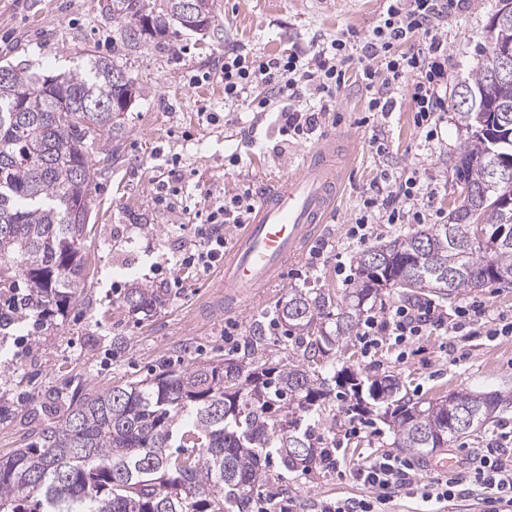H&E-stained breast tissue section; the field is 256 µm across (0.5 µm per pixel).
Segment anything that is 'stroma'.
Segmentation results:
<instances>
[{
    "instance_id": "1",
    "label": "stroma",
    "mask_w": 512,
    "mask_h": 512,
    "mask_svg": "<svg viewBox=\"0 0 512 512\" xmlns=\"http://www.w3.org/2000/svg\"><path fill=\"white\" fill-rule=\"evenodd\" d=\"M497 0H459L438 25L448 46L450 82L464 79L482 62L489 17ZM387 8L385 0H214L213 25L206 36L181 34L168 44L128 55L126 69L141 93L132 103L111 151L92 146L95 170L89 188L91 217L83 239L86 277L76 302L66 316L33 329L31 320L13 327L12 339L0 344V456L27 447L40 430L57 420L70 399L92 389L139 381L163 371L184 370L207 362L233 359L251 363L267 352L293 361L302 349L284 330L269 328L289 291L295 288H347L355 257L386 241L411 232L408 224H377L366 243L357 244L349 230L362 208L366 189L383 169L423 173L437 193L422 200L428 224H444L457 204L458 187L453 164L464 141L454 112H446L442 136L426 142L414 122L413 104L398 94L397 107L386 119L363 124L368 98L358 76H350L322 119L318 138L333 136L354 144L350 178L336 203L337 218L324 225L318 237L285 270L279 283L260 289L234 309L200 321V291L210 272L182 270L180 287L168 274H156L179 249L197 245L192 224L219 200L244 186L261 191L295 172L311 150L308 142L284 140L271 114L224 107V86L218 81L197 86L189 76L218 68L224 49L237 46L252 52L275 54L289 47L313 53L317 44L337 32L371 34ZM112 54V22L102 17L97 0H0V59L33 67L50 76L74 70L87 52ZM388 141L387 158L369 145L373 133ZM180 160L186 192L175 204H155L161 171L155 151ZM241 157L229 167L225 158ZM320 259L314 270L306 265L311 254ZM161 289L164 302L149 314L132 313L122 296L113 294V282ZM481 298L489 317L512 316V285L466 290L444 299L427 289L403 296L401 289L381 291L371 317L385 319L393 306L433 303L454 311ZM235 330L237 344L224 339ZM28 337L18 347L17 337ZM348 352L337 354L321 370L332 378L336 368L351 367L360 378L393 376L400 393L429 401L467 391L512 395V335L488 337L465 329L447 336H426L406 349L382 345L364 355L357 336H350ZM353 396L331 394L325 410L312 421L313 439L320 446L345 449L347 464L357 468L376 449H388L392 437L377 414H357ZM512 430V405L482 437H461L446 451L466 474L482 448ZM431 456L414 457L419 474L413 489L396 494L387 512H483L481 490L454 502L424 501L422 494L437 476ZM278 495L268 512L291 506L292 512H313L322 500L365 498L370 487L353 477H336L319 467L309 474L274 471L257 497Z\"/></svg>"
}]
</instances>
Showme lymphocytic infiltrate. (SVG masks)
<instances>
[{
    "instance_id": "f902f5d3",
    "label": "lymphocytic infiltrate",
    "mask_w": 512,
    "mask_h": 512,
    "mask_svg": "<svg viewBox=\"0 0 512 512\" xmlns=\"http://www.w3.org/2000/svg\"><path fill=\"white\" fill-rule=\"evenodd\" d=\"M386 15L370 35L340 33L321 43L313 57L298 50L271 56L243 51L231 46L224 50V64L218 74L224 84V100L253 112L278 109L286 135L300 141L310 140L320 126L321 112L329 110L344 88L350 67H357L361 84L369 96L368 109L388 116L397 104L399 92H406L415 110V123L424 131L426 141L440 134L441 114L448 109V49L437 32L436 22L442 16V0H388ZM211 72L192 76V83L210 80ZM317 98L320 107L303 112L295 109L303 92ZM423 187L419 170L401 179L384 173L370 186L352 238L371 224H420L424 218L415 210L414 201ZM256 204L251 188H244L229 200L212 208L195 233L203 243L197 252H185L173 259L174 268L206 269L224 257L223 228L228 224H244ZM486 304L476 299L469 307L455 310L445 319L434 304L396 306L385 321L366 320L359 333L364 353H371L384 341L404 346L433 332H458L473 327H486L488 335L511 336L512 318L486 324ZM357 480L374 489L375 499L347 498L323 501L318 512H382L381 506L395 488H411L416 482L413 462L391 453L374 454L354 472ZM470 476L473 484L484 491L486 512H503L512 506V462L500 455V448H485Z\"/></svg>"
}]
</instances>
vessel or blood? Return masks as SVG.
Segmentation results:
<instances>
[{
    "label": "vessel or blood",
    "instance_id": "obj_1",
    "mask_svg": "<svg viewBox=\"0 0 512 512\" xmlns=\"http://www.w3.org/2000/svg\"><path fill=\"white\" fill-rule=\"evenodd\" d=\"M336 149L333 142L316 147L295 173L262 191L253 217L232 238L219 274L227 308L273 282L331 221L343 183Z\"/></svg>",
    "mask_w": 512,
    "mask_h": 512
}]
</instances>
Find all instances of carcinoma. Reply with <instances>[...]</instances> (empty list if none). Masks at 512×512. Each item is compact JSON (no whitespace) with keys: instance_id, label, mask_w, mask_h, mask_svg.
I'll return each mask as SVG.
<instances>
[{"instance_id":"carcinoma-1","label":"carcinoma","mask_w":512,"mask_h":512,"mask_svg":"<svg viewBox=\"0 0 512 512\" xmlns=\"http://www.w3.org/2000/svg\"><path fill=\"white\" fill-rule=\"evenodd\" d=\"M183 0H103L112 19V58L93 55L66 76L0 62V336L23 319H51L75 301L86 261L88 149L112 144L136 85L120 80L123 56L213 22L212 0L191 22ZM485 112L456 108L465 132L454 163L472 189L448 223L397 236L361 252L357 279L337 296L295 289L276 319L304 347L302 361L258 356L250 368L228 359L186 371L91 390L71 400L36 442L0 456V512H250L269 460L306 473L320 451L304 422L330 396L317 368L348 338L379 291L406 278L448 298L486 285H512V83L489 82L486 65L465 78ZM4 301V302H6ZM0 301V309L4 308ZM124 304L148 312L158 289H127ZM335 386L366 394L356 410L384 408L392 447L410 455L443 448L494 422L500 394L456 393L422 405L396 397L392 378L364 382L348 367ZM178 447L173 452L171 448Z\"/></svg>"}]
</instances>
